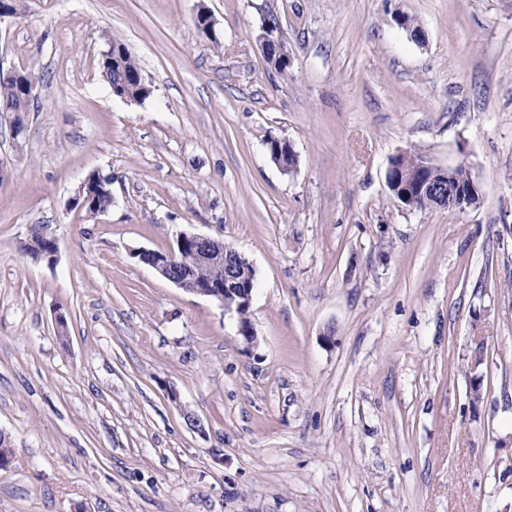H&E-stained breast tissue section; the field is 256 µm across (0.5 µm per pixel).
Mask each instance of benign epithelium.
I'll return each mask as SVG.
<instances>
[{"mask_svg": "<svg viewBox=\"0 0 512 512\" xmlns=\"http://www.w3.org/2000/svg\"><path fill=\"white\" fill-rule=\"evenodd\" d=\"M259 40L263 51L272 49L280 56H288V50L280 37L264 32ZM0 78L21 84V91L12 111H29L31 100L34 99V87L23 80V74L16 70L6 73L0 70ZM98 181L104 182L106 177L98 173L88 175L78 194L72 199V207L82 209L87 206L91 197L85 196V192L89 191L91 184ZM387 184L391 193L399 196L410 210L413 209L412 201L416 193L434 196L440 208L451 211L470 206L471 198L480 193V187L474 180L465 187L448 182V167L436 165L427 159L422 160L418 173L409 176L403 183L398 184L389 179ZM34 232L43 241L38 256L49 262L54 261L57 253L56 240L38 228ZM183 249L192 252L196 265L209 268L214 275L209 280L202 281L197 278L194 268L181 266L177 261V252ZM134 255L176 287L190 294L218 300L226 314L237 317L239 309L250 307L256 270L241 253L224 243L221 238L182 232L177 235L175 246L170 249H142L134 252Z\"/></svg>", "mask_w": 512, "mask_h": 512, "instance_id": "benign-epithelium-1", "label": "benign epithelium"}]
</instances>
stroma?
<instances>
[{
    "instance_id": "obj_1",
    "label": "stroma",
    "mask_w": 512,
    "mask_h": 512,
    "mask_svg": "<svg viewBox=\"0 0 512 512\" xmlns=\"http://www.w3.org/2000/svg\"><path fill=\"white\" fill-rule=\"evenodd\" d=\"M0 68L37 76L0 112V512H512V0H22ZM410 152L478 204L405 209ZM181 232L253 264L255 346L137 258ZM109 46L113 54H119L121 63L112 65V56H109L107 59L101 58L99 61L101 76L108 83L112 93L117 91L120 94H126V92L133 90L134 86H136L128 84V82H131V76L139 74L141 71L124 43L118 40H111ZM111 49L103 54L111 55Z\"/></svg>"
}]
</instances>
